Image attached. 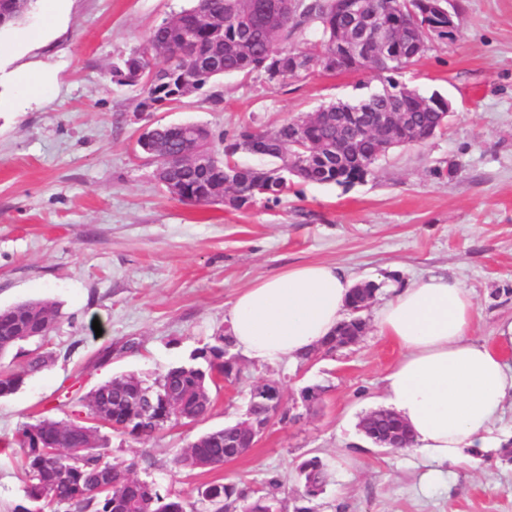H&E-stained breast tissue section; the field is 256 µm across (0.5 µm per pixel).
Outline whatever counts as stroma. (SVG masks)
I'll return each mask as SVG.
<instances>
[{
  "instance_id": "35a3bbf8",
  "label": "stroma",
  "mask_w": 512,
  "mask_h": 512,
  "mask_svg": "<svg viewBox=\"0 0 512 512\" xmlns=\"http://www.w3.org/2000/svg\"><path fill=\"white\" fill-rule=\"evenodd\" d=\"M189 5L64 0L55 18L37 0L0 33V307L46 298L60 312L45 342L54 362L0 398V440L42 416L92 424L83 399L98 385L128 373L155 378L227 332L238 291L291 266L327 263L377 287L357 344L304 363L240 358L243 380L215 392L196 423L139 440L101 428L110 460H138L137 477L189 502L203 483L250 494L275 478L283 512H292L296 466L316 455L330 478L315 512H512V453L472 449L428 483L413 451L379 447L359 428L383 407L384 377L402 356L374 323L391 284L460 282L481 343L497 345L512 322V0H453L454 38L434 39L389 76H226L180 104L138 111V90L114 81L112 66ZM24 32L31 41H20ZM37 73L46 83L20 96V77ZM390 81L448 100V125L388 149L349 187L298 182L279 204L242 211L186 203L137 150L145 126L192 123L210 130L220 154L242 128L272 129ZM266 382L288 405L306 386L325 393L296 419L273 420L242 457L209 471L174 467L198 436L240 420L251 387Z\"/></svg>"
}]
</instances>
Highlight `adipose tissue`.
Returning a JSON list of instances; mask_svg holds the SVG:
<instances>
[{
	"label": "adipose tissue",
	"mask_w": 512,
	"mask_h": 512,
	"mask_svg": "<svg viewBox=\"0 0 512 512\" xmlns=\"http://www.w3.org/2000/svg\"><path fill=\"white\" fill-rule=\"evenodd\" d=\"M353 287L332 264L288 267L235 294L228 331L257 362L298 358L334 335ZM390 291L376 324L403 356L384 378L385 405L410 430L413 449L438 473L460 464L466 449L497 447L494 421L512 396V365L471 338L468 291L441 275Z\"/></svg>",
	"instance_id": "ef3b65f1"
}]
</instances>
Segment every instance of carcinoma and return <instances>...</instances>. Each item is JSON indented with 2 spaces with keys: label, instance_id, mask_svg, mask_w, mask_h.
<instances>
[{
  "label": "carcinoma",
  "instance_id": "1",
  "mask_svg": "<svg viewBox=\"0 0 512 512\" xmlns=\"http://www.w3.org/2000/svg\"><path fill=\"white\" fill-rule=\"evenodd\" d=\"M36 0H0V27L8 26L33 6ZM266 0H194L191 7L157 26L145 47L113 67L112 77L127 85H141V111L154 112L164 103L179 102L219 75L262 73L272 79L271 72L281 71L288 77L308 75L317 69L334 72L376 70V57L362 59L346 54L336 46L338 26L344 20L336 0H302L283 2L285 11L275 17H264ZM404 11L387 13L383 20L393 28L396 42L403 47L405 64L421 57L430 47L433 35L447 34L448 19L435 14L425 0H405ZM400 106L410 114L414 125L433 128L440 125L441 113L447 111V100L439 98L435 109L421 107L419 94L403 87ZM384 95L367 104L357 102L341 106L329 104L319 108L322 115L302 129L298 121L286 122L273 130H244L239 137L254 139L258 151L274 162V167L257 171L238 164L234 159L237 142L224 146L218 156L208 147L210 133L197 125L179 127L152 126L161 154L156 176L171 195L180 201L210 204L209 195L224 187L223 202L235 209L252 206L258 200L279 201L288 194L294 180L305 183L349 185L353 162L378 159L379 139L345 126L340 114L360 112L369 107L378 112L392 105ZM357 137L356 151L342 156L338 163L336 145L344 137ZM192 148L210 157V164L198 167L184 154ZM59 316L58 307L46 300L21 302L0 308V357L13 351L23 353L22 369L0 366V398L12 395L27 376L40 372L53 361L52 352L43 349L45 337L53 330ZM234 344L229 335H219L194 349L190 362L168 368L152 382L130 373L112 378L87 396L93 417L110 406L117 417H106V423L122 425L119 433L133 438L153 435L169 423L193 424L204 418L212 405L211 387H220L224 376V345ZM152 389L179 393L169 410L159 406L145 420L140 419L139 401L144 391ZM72 421L42 417L24 423L11 444L20 448L21 466L26 475L24 503L13 512H187L181 496L162 491L154 482L132 475L134 465L112 462L100 451L98 428L84 424L69 429ZM402 429V441L412 445L409 432L393 413L382 410L371 430L383 432ZM52 439L57 452L47 457L37 440ZM233 439L224 429L209 431L192 447L181 450L173 464L182 469H211L224 465L232 449L225 447ZM303 478L302 490L294 512H312L308 503L316 499L328 480L326 464L318 456L297 465ZM105 477L112 488L99 492L97 483ZM197 502L209 512H271L276 497L267 492L247 496L233 484H209L196 489Z\"/></svg>",
  "mask_w": 512,
  "mask_h": 512
}]
</instances>
